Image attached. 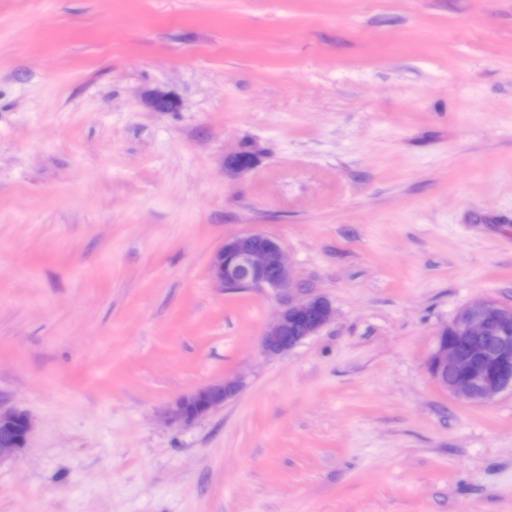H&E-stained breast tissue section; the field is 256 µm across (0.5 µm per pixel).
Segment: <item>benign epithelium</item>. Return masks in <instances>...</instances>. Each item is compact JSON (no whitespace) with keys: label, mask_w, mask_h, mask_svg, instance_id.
Instances as JSON below:
<instances>
[{"label":"benign epithelium","mask_w":512,"mask_h":512,"mask_svg":"<svg viewBox=\"0 0 512 512\" xmlns=\"http://www.w3.org/2000/svg\"><path fill=\"white\" fill-rule=\"evenodd\" d=\"M209 269L218 288L270 289L281 297L280 311L263 332L262 351L268 356L287 354L333 318L329 302L303 290L279 243L261 232L224 239L212 254ZM492 329L502 332L494 346L468 350V344L485 339ZM428 369L452 395L470 403H485L512 389V310L489 300L461 309L437 336ZM238 389L235 379L205 385L178 400L167 417L191 422L221 408ZM19 420L22 444L0 443V461L19 457L34 428L28 413L0 400V426Z\"/></svg>","instance_id":"1"}]
</instances>
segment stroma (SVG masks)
Returning <instances> with one entry per match:
<instances>
[{
  "mask_svg": "<svg viewBox=\"0 0 512 512\" xmlns=\"http://www.w3.org/2000/svg\"><path fill=\"white\" fill-rule=\"evenodd\" d=\"M248 231L334 311L283 357L275 293L211 279ZM483 299L512 0H0V397L35 423L0 512H512V390L427 368ZM238 389L239 383L235 379L205 385L178 400L168 410L167 417L173 422H191L221 408Z\"/></svg>",
  "mask_w": 512,
  "mask_h": 512,
  "instance_id": "obj_1",
  "label": "stroma"
}]
</instances>
